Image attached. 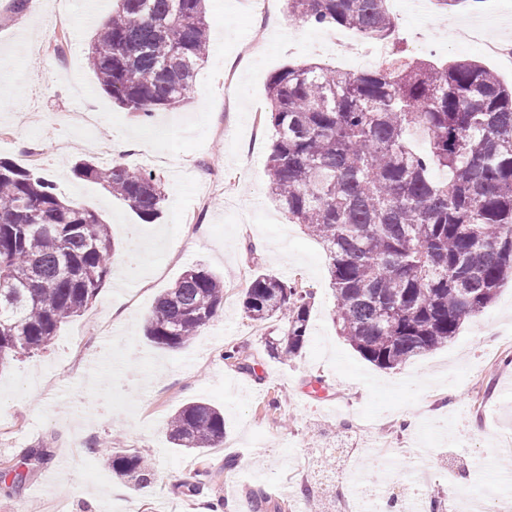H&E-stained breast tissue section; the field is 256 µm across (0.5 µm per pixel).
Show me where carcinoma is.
I'll list each match as a JSON object with an SVG mask.
<instances>
[{"instance_id":"obj_1","label":"carcinoma","mask_w":512,"mask_h":512,"mask_svg":"<svg viewBox=\"0 0 512 512\" xmlns=\"http://www.w3.org/2000/svg\"><path fill=\"white\" fill-rule=\"evenodd\" d=\"M288 16L395 42L389 0H285ZM448 13L485 0H434ZM205 0H119L88 63L119 107L148 118L189 99L204 62ZM276 138L269 190L322 242L340 335L386 370L448 345L512 275V86L477 61L439 67L398 52L359 74L289 64L269 81ZM429 151L413 150L409 133ZM446 177L436 180L432 170ZM74 175L105 186L144 222L163 214L153 174L82 159ZM112 269L109 225L65 201L32 170L0 158V366L48 346L92 301ZM224 301V279L202 264L162 291L145 327L159 348L187 345ZM313 292L259 271L242 293L251 321L269 324L268 355H298ZM175 447L204 452L224 439V413L192 402L172 415ZM112 472L144 487L137 455L113 454ZM252 512H280L261 492Z\"/></svg>"}]
</instances>
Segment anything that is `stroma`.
Masks as SVG:
<instances>
[{"label":"stroma","mask_w":512,"mask_h":512,"mask_svg":"<svg viewBox=\"0 0 512 512\" xmlns=\"http://www.w3.org/2000/svg\"><path fill=\"white\" fill-rule=\"evenodd\" d=\"M417 14L408 0H389L406 55L443 65L475 60L512 83V68L478 49L456 46L451 32L465 22L512 35V0L482 9L438 14L425 0ZM55 0H28L0 24V158L27 166L41 150L39 174L66 200L96 211L110 225L114 267L97 299L64 322L48 349L0 367V512H212L221 501L249 508L263 491L281 512H308L300 490L306 470L343 448L342 484L381 490L409 484L441 498L443 512L494 489V505L512 493V466L497 448L512 435V283L495 302L465 321L448 346L395 370L364 361L333 322L336 299L322 245L267 196L265 166L275 131L264 115L266 88L276 72L312 61L356 74L368 42L344 28H319L289 18L283 0L258 14L251 0H208L209 50L187 104L142 121L112 102L87 63L90 41L116 0H68L65 33L56 38ZM233 72L225 87V72ZM234 110L225 113L224 99ZM97 111L94 129L74 113ZM224 137H214L220 126ZM134 139L113 161L160 178L163 215L142 222L101 184L75 177L78 159L95 158L90 137ZM197 213L204 226L188 235L180 218ZM255 254H248V246ZM203 264L224 277V306L188 345L163 350L143 334L159 293ZM295 280L313 291L309 339L301 353L276 360L268 335L246 318L242 291L257 271ZM80 336L81 352L72 338ZM236 345L249 370L225 361ZM205 401L224 411V440L194 453L172 446L171 416ZM417 419L415 429L402 417ZM427 450L424 480L406 463L378 469L371 446ZM148 458L152 480L119 493L122 479L109 451ZM27 475L12 483L10 473Z\"/></svg>","instance_id":"1"}]
</instances>
